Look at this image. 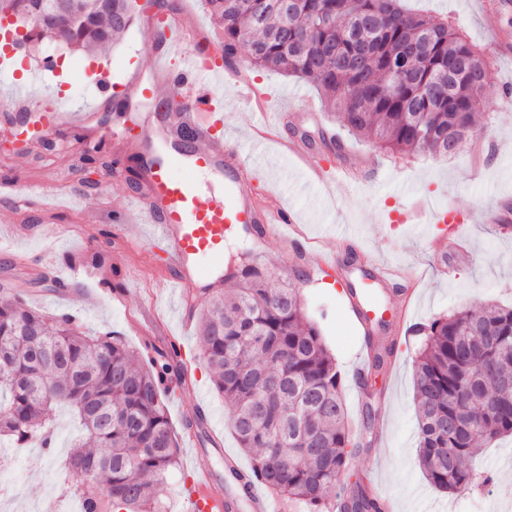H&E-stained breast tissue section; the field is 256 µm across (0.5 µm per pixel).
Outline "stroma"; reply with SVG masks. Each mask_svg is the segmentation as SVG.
Listing matches in <instances>:
<instances>
[{
  "label": "stroma",
  "mask_w": 512,
  "mask_h": 512,
  "mask_svg": "<svg viewBox=\"0 0 512 512\" xmlns=\"http://www.w3.org/2000/svg\"><path fill=\"white\" fill-rule=\"evenodd\" d=\"M408 9L447 22L485 53L489 63L490 105L477 115L478 138L453 155L415 154L395 157L374 144L350 135L326 107L310 83L279 72L250 66L239 53L234 66L246 67L264 97L268 140L264 167L255 183L257 193L274 191L299 216V229L323 250L334 252L337 268L318 275H300L302 263L280 239L257 242L253 232L234 226L224 235V265L233 267L244 252L254 255L275 281L299 288L307 314L318 322L343 380V397L350 426H358L363 399L355 376L364 358L363 334L348 311V290L339 268L347 260L365 269L384 263L416 267L420 285L413 293L401 324L377 330L374 343L393 342L394 351L383 375L370 446L350 460V472L373 473L380 490L389 494L397 512H490V504L512 512V439L485 445L475 468L491 472L494 480L461 494L431 487L421 470L417 442V405L412 360L420 346L407 326L430 321L490 303L512 305V230L493 221L497 210L512 215V106H505L512 90V50H497L493 32L512 34V0H405ZM151 46L133 24L102 59L81 60L46 40L27 43L17 56L18 67L0 74V94L13 85L25 86L30 96L57 99L62 111L104 110L110 128H120L130 102L125 85L129 76L146 69ZM83 62L81 80L71 68ZM108 71L115 85L107 106H99L98 80ZM224 129L233 143L249 142L255 105L242 100L236 81L225 78L221 87ZM327 130L320 138L319 130ZM98 138L103 160H115L117 173L100 175L94 188L83 187L92 172L84 141ZM301 143L314 161L333 174L332 189L307 181L303 166L283 152L282 141ZM141 143L98 136L93 129H66L50 142L26 152L0 151V185L32 184L38 195L20 194L18 203L1 215L0 299L17 293L28 304L53 315L69 314L93 335L113 333L144 360L171 343H179L188 368L186 382L164 390L163 403L177 433L179 469L163 485L160 497L170 512H188L195 472L209 470L216 483L224 481V456L233 454L242 468L250 455L239 448L227 428L229 406L221 398L205 367L198 341V325H182L189 309L186 300L164 293L171 278L164 255L150 241L148 225L136 213L124 222L114 217L129 198L145 186L126 169L129 158L143 152ZM428 212L447 214L470 244L469 255L444 251L433 257L437 224H414L407 215L414 202ZM343 229L353 251L336 239ZM207 408V425L188 434L186 417ZM56 442L52 451L33 445L15 449V462L5 473L18 484L23 504L57 501L68 506L62 467L71 452L75 425L66 411L55 414Z\"/></svg>",
  "instance_id": "1"
}]
</instances>
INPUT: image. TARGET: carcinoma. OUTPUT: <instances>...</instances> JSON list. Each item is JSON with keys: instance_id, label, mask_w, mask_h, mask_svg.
Wrapping results in <instances>:
<instances>
[{"instance_id": "1", "label": "carcinoma", "mask_w": 512, "mask_h": 512, "mask_svg": "<svg viewBox=\"0 0 512 512\" xmlns=\"http://www.w3.org/2000/svg\"><path fill=\"white\" fill-rule=\"evenodd\" d=\"M207 0L223 31V60L247 48L250 64L303 78L352 134L393 155L451 154L474 135L490 63L466 37L401 0ZM44 0H0L24 14L33 41L107 53L138 13L137 0H76L46 25ZM222 294L206 296L199 342L229 425L252 456L251 475L275 496L329 512L352 440L342 379L299 289L268 278L243 254ZM413 359L419 462L429 482L469 490L483 443L512 435V306L485 305L419 326ZM173 367L137 364L114 334L91 336L70 315L14 296L0 301V448L55 444L53 411L79 421L67 491L81 512H166L159 498L178 467L176 434L160 400ZM339 512H379L360 479Z\"/></svg>"}]
</instances>
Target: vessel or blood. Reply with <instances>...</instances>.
<instances>
[{
  "label": "vessel or blood",
  "mask_w": 512,
  "mask_h": 512,
  "mask_svg": "<svg viewBox=\"0 0 512 512\" xmlns=\"http://www.w3.org/2000/svg\"><path fill=\"white\" fill-rule=\"evenodd\" d=\"M145 33L154 48L149 75H136L129 91L139 100L154 94L156 78L171 88L169 109L161 122L146 119L138 107H130L125 130L149 147L145 172L146 192L134 203L143 223L153 225V240L163 250L166 264L174 270L173 283L180 289L210 288L224 278V232L231 224H258L264 235H283L296 229L297 220L280 197L266 194L257 202L251 183L260 166L259 153L241 156L231 148L224 133V114L219 101L221 75L218 67L185 57L181 66L168 64V47L204 38L200 27L188 24L186 14L151 16ZM35 107L33 127H12L13 137L25 142H43L62 127L88 125L90 112H63L49 98L30 102L22 90L0 99V110L8 112ZM181 169L174 177L173 169ZM224 182V201L206 205L201 201V174ZM402 281L416 286L411 270L393 271L378 266L375 276H364L349 299L350 312L364 335L374 333L370 299L375 287ZM275 512L272 502L258 491L245 500L219 488L210 473L199 475L191 500L192 512Z\"/></svg>",
  "instance_id": "obj_1"
}]
</instances>
